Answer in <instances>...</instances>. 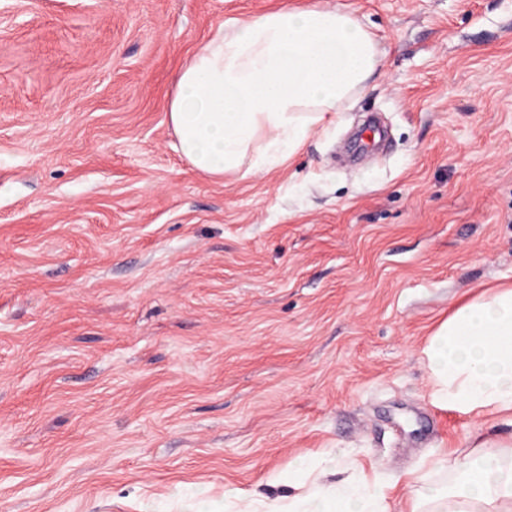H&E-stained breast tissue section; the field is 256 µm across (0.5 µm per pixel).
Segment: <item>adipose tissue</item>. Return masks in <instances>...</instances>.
<instances>
[{
  "mask_svg": "<svg viewBox=\"0 0 512 512\" xmlns=\"http://www.w3.org/2000/svg\"><path fill=\"white\" fill-rule=\"evenodd\" d=\"M385 53L378 37L336 5L278 11L220 25L184 65L169 120L182 156L213 176L244 161L269 170L313 131H329L374 76ZM423 353L435 401L468 413L512 415V284L459 304ZM297 494L269 499L240 489L225 507L246 512H512V438L476 436L464 460L434 459L428 470L363 473L357 460L301 462Z\"/></svg>",
  "mask_w": 512,
  "mask_h": 512,
  "instance_id": "ef3b65f1",
  "label": "adipose tissue"
}]
</instances>
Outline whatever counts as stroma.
Returning a JSON list of instances; mask_svg holds the SVG:
<instances>
[{"instance_id":"obj_1","label":"stroma","mask_w":512,"mask_h":512,"mask_svg":"<svg viewBox=\"0 0 512 512\" xmlns=\"http://www.w3.org/2000/svg\"><path fill=\"white\" fill-rule=\"evenodd\" d=\"M317 0H0V512H181L325 453L417 468L504 416L422 350L512 283V0H335L386 52L331 133L224 177L170 102L225 21ZM384 148L339 153L368 114Z\"/></svg>"}]
</instances>
